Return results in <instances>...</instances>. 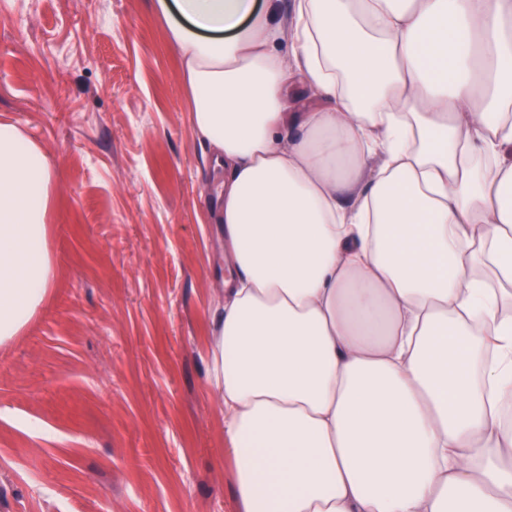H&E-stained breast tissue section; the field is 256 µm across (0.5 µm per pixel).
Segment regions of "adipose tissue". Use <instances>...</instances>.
<instances>
[{
	"instance_id": "obj_1",
	"label": "adipose tissue",
	"mask_w": 512,
	"mask_h": 512,
	"mask_svg": "<svg viewBox=\"0 0 512 512\" xmlns=\"http://www.w3.org/2000/svg\"><path fill=\"white\" fill-rule=\"evenodd\" d=\"M156 10L224 174L238 512H512V0ZM53 199L0 121V343L54 286Z\"/></svg>"
}]
</instances>
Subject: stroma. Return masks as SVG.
<instances>
[{
    "mask_svg": "<svg viewBox=\"0 0 512 512\" xmlns=\"http://www.w3.org/2000/svg\"><path fill=\"white\" fill-rule=\"evenodd\" d=\"M0 120L53 165L58 266L0 346V512H237L218 183L156 0H0Z\"/></svg>",
    "mask_w": 512,
    "mask_h": 512,
    "instance_id": "35a3bbf8",
    "label": "stroma"
}]
</instances>
